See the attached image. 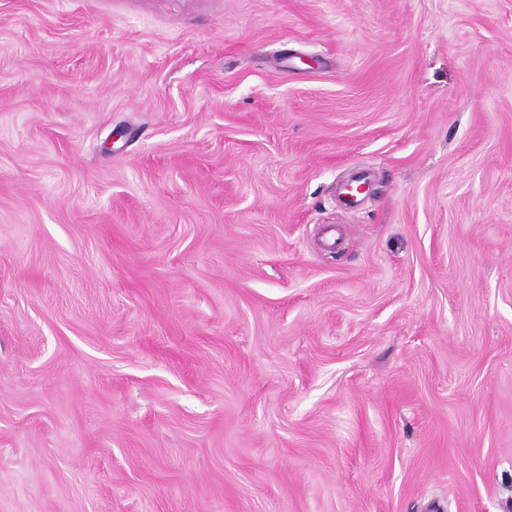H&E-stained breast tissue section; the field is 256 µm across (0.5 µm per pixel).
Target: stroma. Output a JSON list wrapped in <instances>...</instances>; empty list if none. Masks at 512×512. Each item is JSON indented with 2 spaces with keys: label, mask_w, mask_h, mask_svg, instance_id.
<instances>
[{
  "label": "stroma",
  "mask_w": 512,
  "mask_h": 512,
  "mask_svg": "<svg viewBox=\"0 0 512 512\" xmlns=\"http://www.w3.org/2000/svg\"><path fill=\"white\" fill-rule=\"evenodd\" d=\"M0 512H512V0H0Z\"/></svg>",
  "instance_id": "1"
}]
</instances>
